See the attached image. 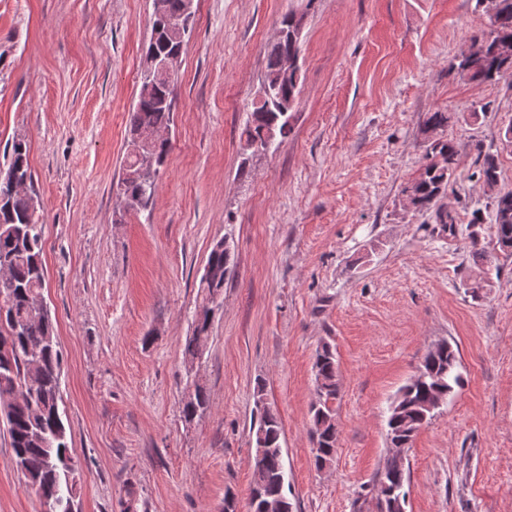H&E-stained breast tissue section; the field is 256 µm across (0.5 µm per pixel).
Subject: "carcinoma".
<instances>
[{"mask_svg":"<svg viewBox=\"0 0 512 512\" xmlns=\"http://www.w3.org/2000/svg\"><path fill=\"white\" fill-rule=\"evenodd\" d=\"M488 29L481 32V51L473 57L456 56L450 70L460 78L479 84H495L506 72L512 71V0H486ZM298 14L290 12L280 20L282 38L269 44L263 81L268 83L269 95L256 103L250 113L242 136L245 146L263 142L268 133L283 140L292 130L293 109L301 91V70L285 71L284 55L301 52V44L293 39ZM182 41L174 35L161 18L153 17L151 34L143 57L151 54L165 56L178 49ZM175 86L140 72L137 102L129 112L131 148L124 166L122 200L126 211L147 210L156 193L157 177L171 146L161 142L151 144L154 173L150 178L138 175L142 162L136 152L137 138L150 130L157 134L169 131L173 121ZM451 116L436 111L427 114L421 133L424 162L412 179L416 194V212H431L435 223L452 224L454 218L443 206L448 187L457 181V145L444 135ZM482 163L478 178L492 195L493 235L497 244H512V190L498 188L497 159L490 152L478 151ZM32 181L29 153L25 142H13L9 162L0 169V193L7 201L0 206V266L10 267L9 284L0 285L6 307L0 318V416L6 420L13 461L26 487L38 498L43 512H76L78 481L70 457L67 429L60 411L61 355L53 318L35 314L31 300L45 288L43 260L44 221L35 207L31 191H12L15 181ZM206 266L218 284L232 267L231 251L215 242ZM201 301L195 307L194 333L184 344L183 355L195 358L199 341L209 337L212 314L211 282L200 279ZM316 400L311 407L312 442L316 448L315 464L331 462L337 452L336 403L340 398L335 355L328 344L316 350L314 358ZM418 369L424 375H414L395 395L387 417V433L399 440L412 442L420 428L434 417L429 406L438 398L448 401L463 378L459 372V352L444 341L429 348L421 358ZM209 403L206 388L195 383L193 394L184 402L182 416L192 422ZM264 430L263 447L255 448L250 496H286L288 486L283 463L281 426L269 410H257L252 431ZM406 457L395 452L383 467L387 490L407 495Z\"/></svg>","mask_w":512,"mask_h":512,"instance_id":"obj_1","label":"carcinoma"}]
</instances>
